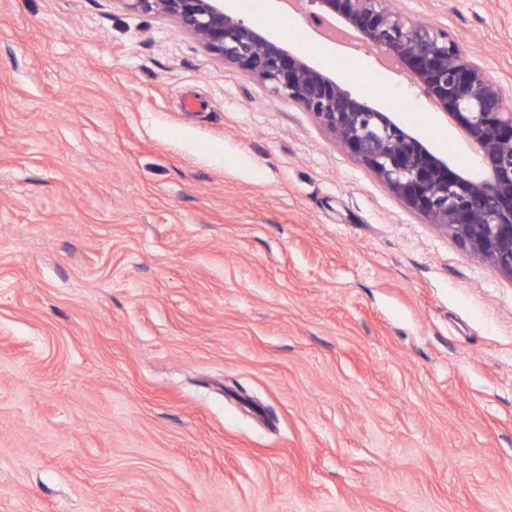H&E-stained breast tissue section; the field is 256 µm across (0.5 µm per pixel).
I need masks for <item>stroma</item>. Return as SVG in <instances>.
<instances>
[{
	"label": "stroma",
	"instance_id": "obj_1",
	"mask_svg": "<svg viewBox=\"0 0 512 512\" xmlns=\"http://www.w3.org/2000/svg\"><path fill=\"white\" fill-rule=\"evenodd\" d=\"M512 109V0H402ZM242 16L470 154L418 89ZM0 512H512V279L122 0H0Z\"/></svg>",
	"mask_w": 512,
	"mask_h": 512
}]
</instances>
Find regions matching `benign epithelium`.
Returning <instances> with one entry per match:
<instances>
[{"label":"benign epithelium","instance_id":"obj_1","mask_svg":"<svg viewBox=\"0 0 512 512\" xmlns=\"http://www.w3.org/2000/svg\"><path fill=\"white\" fill-rule=\"evenodd\" d=\"M177 24L209 54L299 104L413 211L512 279V110L448 32L409 19L397 0H307L337 16L362 46L399 62L460 130L473 159L439 155L393 112L344 89L302 54L246 21L226 0H121Z\"/></svg>","mask_w":512,"mask_h":512}]
</instances>
